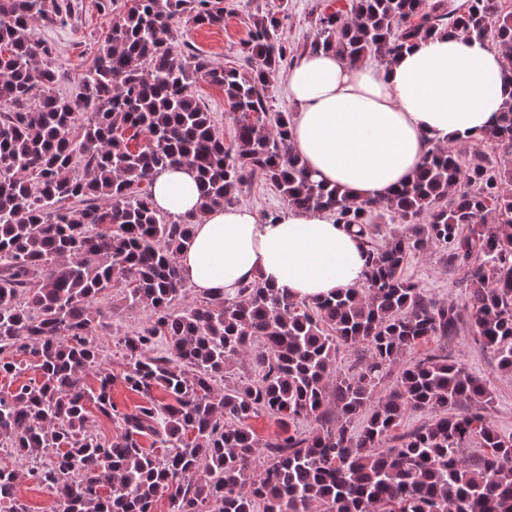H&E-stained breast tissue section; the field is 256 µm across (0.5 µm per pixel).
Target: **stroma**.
Returning <instances> with one entry per match:
<instances>
[{"instance_id": "1", "label": "stroma", "mask_w": 512, "mask_h": 512, "mask_svg": "<svg viewBox=\"0 0 512 512\" xmlns=\"http://www.w3.org/2000/svg\"><path fill=\"white\" fill-rule=\"evenodd\" d=\"M77 7L69 23L62 28L36 24L31 30L33 39L52 45L57 54V66L65 79L58 86L61 95L79 97L83 91L82 72L91 64L94 40L106 30V19L98 10L96 0H76ZM283 10L280 33L290 48L299 49L314 38L316 19L322 9V0H224V23L220 26H198L180 22L179 31L191 52L201 54L215 65L236 68L245 73L249 64L242 54V43L247 39L254 17L269 11ZM194 95L211 112L217 129L225 139H232L234 124L220 86L197 80L192 86ZM405 272L421 288L439 300L464 305L465 291L459 283L461 270L448 267L442 251L437 248L410 256ZM112 308V325L98 330L95 341L103 354V365L114 376L122 375L125 360L116 345V332H123L142 323V308H128L121 288L112 289L102 300ZM436 353L461 364L466 370L487 379L493 388L495 401L490 419L500 431L512 432V375L497 368L494 356L482 348L469 329H461L453 336H435L416 347L413 358Z\"/></svg>"}]
</instances>
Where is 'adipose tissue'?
<instances>
[{
	"label": "adipose tissue",
	"mask_w": 512,
	"mask_h": 512,
	"mask_svg": "<svg viewBox=\"0 0 512 512\" xmlns=\"http://www.w3.org/2000/svg\"><path fill=\"white\" fill-rule=\"evenodd\" d=\"M287 81L297 106L291 140L307 168L351 200L382 202L413 179L432 145L464 142L492 124L512 96V63L447 29L383 65L307 53ZM153 197L164 213L195 217L179 264L197 293L234 297L259 278L309 300L365 279L366 245L328 213L288 207L269 222L246 205L204 210L184 169L158 175Z\"/></svg>",
	"instance_id": "adipose-tissue-1"
}]
</instances>
